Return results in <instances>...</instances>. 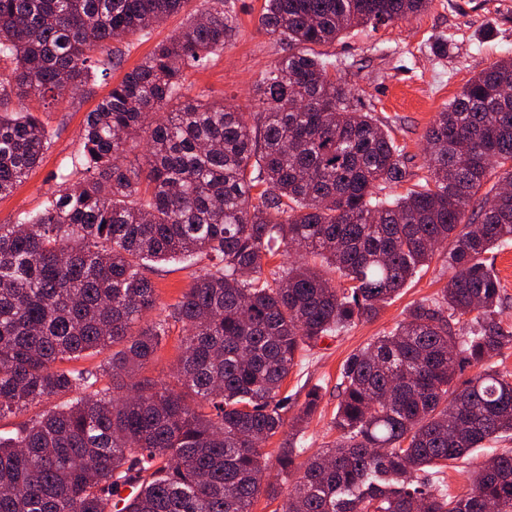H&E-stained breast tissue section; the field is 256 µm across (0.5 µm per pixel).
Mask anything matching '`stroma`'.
I'll return each instance as SVG.
<instances>
[{
    "instance_id": "stroma-1",
    "label": "stroma",
    "mask_w": 512,
    "mask_h": 512,
    "mask_svg": "<svg viewBox=\"0 0 512 512\" xmlns=\"http://www.w3.org/2000/svg\"><path fill=\"white\" fill-rule=\"evenodd\" d=\"M263 2L236 0L240 17L237 34L204 68L188 72V96L203 91L208 100L224 102L228 107L243 110L249 106L259 71L284 54L281 45L258 27ZM194 9L190 2L148 36L130 38L122 67L98 79L93 96L75 98L43 113L54 143L22 183L0 196V224L15 223L24 213L41 209L47 191L55 186L57 173L79 148L86 113L125 71L140 63L157 43L178 32ZM438 38L448 41L447 57H436L431 51ZM326 51L336 60L338 74L358 109L373 113L388 127L397 144L404 146L410 170L422 177L427 173L424 135L437 113L476 73L512 57V0H433L419 14L375 29L351 30ZM198 273V264L192 262L156 264L148 276L155 288L158 312L177 303ZM447 281V270L440 261H433L389 300L376 318L357 323L342 335L323 338L299 359L282 392L299 402L310 388L321 392L320 407L300 435L308 452H316L337 437L334 417L346 358L403 321L413 303L436 297Z\"/></svg>"
}]
</instances>
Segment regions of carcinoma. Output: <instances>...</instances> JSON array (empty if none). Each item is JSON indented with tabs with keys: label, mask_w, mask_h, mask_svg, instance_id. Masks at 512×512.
<instances>
[{
	"label": "carcinoma",
	"mask_w": 512,
	"mask_h": 512,
	"mask_svg": "<svg viewBox=\"0 0 512 512\" xmlns=\"http://www.w3.org/2000/svg\"><path fill=\"white\" fill-rule=\"evenodd\" d=\"M189 0H0V196L51 148L27 102L86 95ZM430 0H264L258 24L288 54L253 84L254 111L184 93V70L224 50L235 0H200L87 114L71 170L44 208L0 224V419L58 400L0 436V512H252L276 497L261 448L318 410L310 389L289 419L281 389L304 351L375 317L448 243L441 296L353 352L341 369L336 442L307 461L283 512H512V449L463 495L441 469L512 436V345L487 253L512 241V58L478 73L425 139L428 175L312 46L376 28ZM500 171L479 207L472 205ZM261 188L259 201L252 190ZM285 248L288 267L264 272ZM207 264L168 314L149 263ZM172 381L143 375L171 327ZM112 349L101 373L63 367ZM467 369L474 374L464 381ZM115 380L98 389L100 376Z\"/></svg>",
	"instance_id": "1"
}]
</instances>
